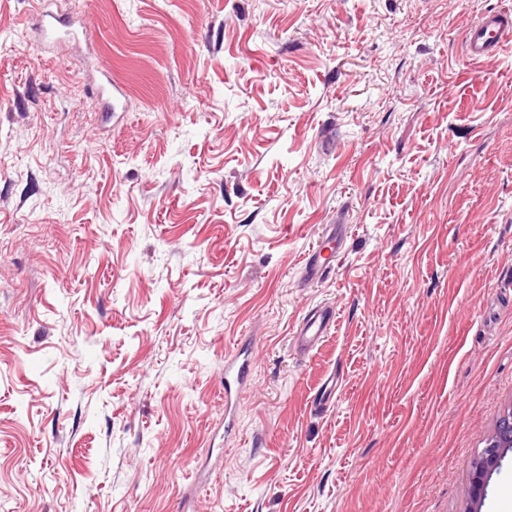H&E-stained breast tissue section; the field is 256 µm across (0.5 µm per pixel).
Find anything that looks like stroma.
<instances>
[{"instance_id": "stroma-1", "label": "stroma", "mask_w": 512, "mask_h": 512, "mask_svg": "<svg viewBox=\"0 0 512 512\" xmlns=\"http://www.w3.org/2000/svg\"><path fill=\"white\" fill-rule=\"evenodd\" d=\"M78 2L51 54L0 0V512H512V0ZM465 54L471 62L491 61L512 46L511 12L485 14L463 35ZM93 77L96 91L101 102V112L106 120H112V113L124 111L122 87L112 83L109 72L105 69L97 71ZM334 321V312L315 311L305 317L294 332L296 348L301 352L314 349L326 335ZM253 366L251 353L243 347L224 358V413L230 416L236 392L247 386ZM508 421L505 434L492 435L487 440L484 448L477 451L475 460L478 462V467L472 469V496L474 499L481 500L484 497L490 475L500 466L506 454L509 451L512 452L510 418Z\"/></svg>"}]
</instances>
